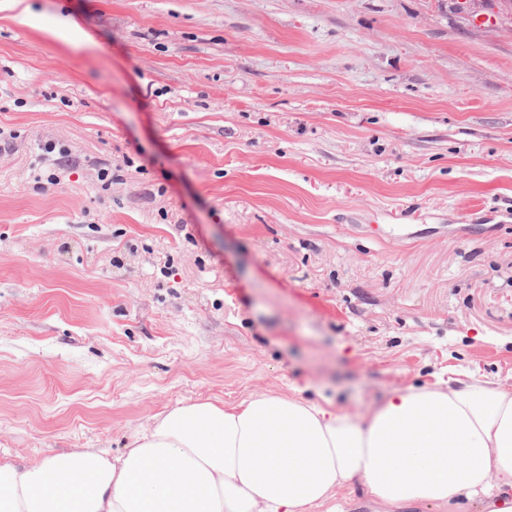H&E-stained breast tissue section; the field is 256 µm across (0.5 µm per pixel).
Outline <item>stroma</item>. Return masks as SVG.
I'll return each mask as SVG.
<instances>
[{"instance_id":"35a3bbf8","label":"stroma","mask_w":512,"mask_h":512,"mask_svg":"<svg viewBox=\"0 0 512 512\" xmlns=\"http://www.w3.org/2000/svg\"><path fill=\"white\" fill-rule=\"evenodd\" d=\"M460 369L512 385V15L0 0L1 463Z\"/></svg>"}]
</instances>
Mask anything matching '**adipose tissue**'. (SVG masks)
<instances>
[{"instance_id": "obj_1", "label": "adipose tissue", "mask_w": 512, "mask_h": 512, "mask_svg": "<svg viewBox=\"0 0 512 512\" xmlns=\"http://www.w3.org/2000/svg\"><path fill=\"white\" fill-rule=\"evenodd\" d=\"M356 479L388 506L512 497V389L463 372L363 416L320 393L178 405L114 459L0 464V512H319Z\"/></svg>"}]
</instances>
